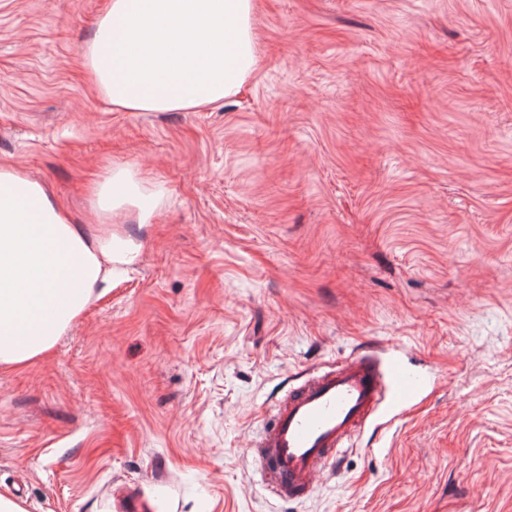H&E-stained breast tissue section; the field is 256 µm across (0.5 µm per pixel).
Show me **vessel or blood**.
<instances>
[{"label":"vessel or blood","instance_id":"b4317fda","mask_svg":"<svg viewBox=\"0 0 512 512\" xmlns=\"http://www.w3.org/2000/svg\"><path fill=\"white\" fill-rule=\"evenodd\" d=\"M414 389L412 375L368 353L308 378L288 394L259 442L271 491L289 499L302 495L313 475L352 445L382 403L402 401Z\"/></svg>","mask_w":512,"mask_h":512}]
</instances>
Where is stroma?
Wrapping results in <instances>:
<instances>
[{"label": "stroma", "mask_w": 512, "mask_h": 512, "mask_svg": "<svg viewBox=\"0 0 512 512\" xmlns=\"http://www.w3.org/2000/svg\"><path fill=\"white\" fill-rule=\"evenodd\" d=\"M206 111L122 112L82 50L109 0H0V166L80 224L134 169L163 204L55 347L0 369L27 512H512V0H254ZM361 350L420 381L282 500L285 392Z\"/></svg>", "instance_id": "obj_1"}]
</instances>
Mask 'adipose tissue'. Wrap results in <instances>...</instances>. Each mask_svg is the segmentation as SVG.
Instances as JSON below:
<instances>
[{
  "mask_svg": "<svg viewBox=\"0 0 512 512\" xmlns=\"http://www.w3.org/2000/svg\"><path fill=\"white\" fill-rule=\"evenodd\" d=\"M252 0H109L84 50L99 92L127 112L206 108L237 94L256 65ZM143 186L110 170L94 193L105 224L96 233L56 206L45 187L0 167V366L54 348L112 266L140 246L113 234L114 212L148 223Z\"/></svg>",
  "mask_w": 512,
  "mask_h": 512,
  "instance_id": "adipose-tissue-1",
  "label": "adipose tissue"
}]
</instances>
